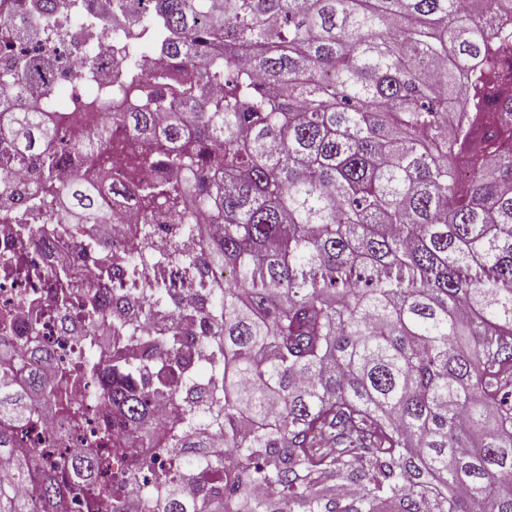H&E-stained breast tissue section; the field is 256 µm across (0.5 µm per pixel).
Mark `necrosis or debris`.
<instances>
[{
    "instance_id": "1",
    "label": "necrosis or debris",
    "mask_w": 512,
    "mask_h": 512,
    "mask_svg": "<svg viewBox=\"0 0 512 512\" xmlns=\"http://www.w3.org/2000/svg\"><path fill=\"white\" fill-rule=\"evenodd\" d=\"M80 2L83 10L96 18V26L75 25L63 7L56 8L49 21H36L25 14L21 0H0V18L19 28H31L33 47L50 52L58 68L56 88L62 101L51 109L50 118L64 133L77 127L90 129L110 117L111 107L96 106L95 101L101 90L121 80L124 70L117 44L120 30L112 23L113 0ZM88 49L97 66L87 78L76 79L75 64ZM461 125L467 127L470 136L484 141L487 154L512 149V130L479 124L464 102L456 103L449 123L453 129ZM126 143V132L113 129L111 169L84 172L87 180L99 186L101 205L112 215L108 239L123 252L131 251L141 238L135 188L124 160ZM24 221L20 213L15 222L0 223V312H8L21 331L30 321H37L36 339L52 348L54 366L60 369L84 354L88 341L103 328L102 321L85 317L88 299L96 296L110 303L120 298L133 304L138 293L117 284L99 264L77 254V237L97 238L95 229L85 225L73 235L25 237L16 230ZM168 465L169 459L160 449L128 448L124 428H117L112 437L111 475L113 483L121 487V512H144V489Z\"/></svg>"
}]
</instances>
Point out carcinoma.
I'll list each match as a JSON object with an SVG mask.
<instances>
[{
  "label": "carcinoma",
  "instance_id": "cac0c4a2",
  "mask_svg": "<svg viewBox=\"0 0 512 512\" xmlns=\"http://www.w3.org/2000/svg\"><path fill=\"white\" fill-rule=\"evenodd\" d=\"M134 18L121 41L124 76L109 94L138 103L92 134L63 136L47 113L0 111V157H43L28 197L56 224L25 235L109 224L98 188L61 162L112 165L108 128L155 141L130 150L144 177L136 255L89 239L82 251L123 272L178 264L207 280L204 303L181 306L148 289L146 315L208 324L203 356L183 372L172 329L149 333L112 312V329L144 351L130 362L94 354L79 377L115 420L60 459L23 448L38 404L81 428L88 407L47 383L48 348L17 347L0 314V512H56L61 474L87 512H118L107 477L112 428L130 448H161L145 512H512V154L486 161L468 188L456 180L448 109L507 94L494 55L512 44V0H119ZM157 64L146 71L144 52ZM0 79L54 96L51 64L21 56ZM0 179V215L13 218ZM178 236L219 233L202 250L153 253V214ZM478 275H471V271ZM182 407L185 426L158 432L151 404ZM224 431V455L208 451ZM40 469L34 497L22 493ZM351 485L355 495L340 497Z\"/></svg>",
  "mask_w": 512,
  "mask_h": 512
}]
</instances>
